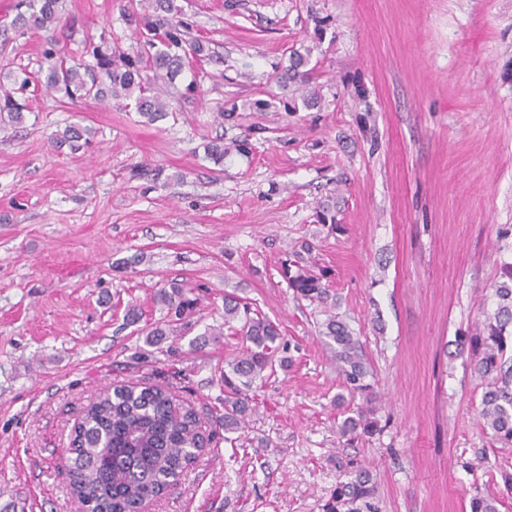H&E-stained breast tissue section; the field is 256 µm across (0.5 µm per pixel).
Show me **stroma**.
I'll list each match as a JSON object with an SVG mask.
<instances>
[{"instance_id": "1", "label": "stroma", "mask_w": 512, "mask_h": 512, "mask_svg": "<svg viewBox=\"0 0 512 512\" xmlns=\"http://www.w3.org/2000/svg\"><path fill=\"white\" fill-rule=\"evenodd\" d=\"M126 2L65 0L56 26L0 39V73L37 71L49 40L76 58L102 37L136 52ZM176 3L213 57L177 78L162 120L39 86L25 124L0 128V512H74L57 466L85 407L176 371L214 437L151 512H323L350 461L379 512H469L490 444L457 342L512 276V0ZM296 52L312 74L298 90L283 80ZM73 123L91 144L54 147ZM216 138L220 165L204 152ZM325 206L343 234L317 223ZM304 241L374 370L382 431L351 443L338 428L361 401L320 306L280 274ZM173 280L200 306L151 365L143 331ZM228 294L278 323L292 363L257 381L227 437L214 419L238 339L192 342L223 324Z\"/></svg>"}]
</instances>
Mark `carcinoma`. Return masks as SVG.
Wrapping results in <instances>:
<instances>
[{"label": "carcinoma", "mask_w": 512, "mask_h": 512, "mask_svg": "<svg viewBox=\"0 0 512 512\" xmlns=\"http://www.w3.org/2000/svg\"><path fill=\"white\" fill-rule=\"evenodd\" d=\"M10 28L21 36L31 29H47L61 19L62 0H15ZM178 12L174 0H139L126 14L129 27L143 37L135 56H117L106 37L87 42L83 54L93 63L81 68L70 64L53 42L42 49L47 74L40 78L25 67L0 81V120L20 124L27 111L26 93L32 84L44 86L71 102L105 98L131 100L139 114L153 122L169 110V102L154 91L156 83L174 80L192 61L210 58L206 43L189 37L190 23L170 17ZM306 58L290 59L288 81L303 85L308 76ZM92 130L79 124L67 126L53 137L55 145L73 151L90 142ZM288 287L302 299L326 304L330 298L327 272L314 271L300 253L281 263ZM496 307L484 314L482 328L459 338L468 351L474 372L482 381L481 411L484 430L490 431L497 448H512V286L494 289ZM166 310L164 320L145 329L144 342L157 347L164 337L177 335L180 326L197 308L198 298L185 284L172 281L155 295ZM224 327L241 338V349L224 367V431L238 429L254 410L250 391L256 380L275 367H288L282 355L281 334L276 323L240 298L224 296ZM320 334L336 360V368L348 392L362 404L341 424L344 436H373L381 431L374 417L376 391L373 373L362 353L359 339L339 316L327 312ZM210 435L201 429L197 411L166 384L117 385L85 409L74 429L72 456L59 468L70 487L76 512H143L175 488ZM484 474L501 478L512 491V474L496 454H484ZM377 488L369 469L348 464L336 483L324 512H378ZM499 495L474 487L470 512H499Z\"/></svg>", "instance_id": "cac0c4a2"}]
</instances>
